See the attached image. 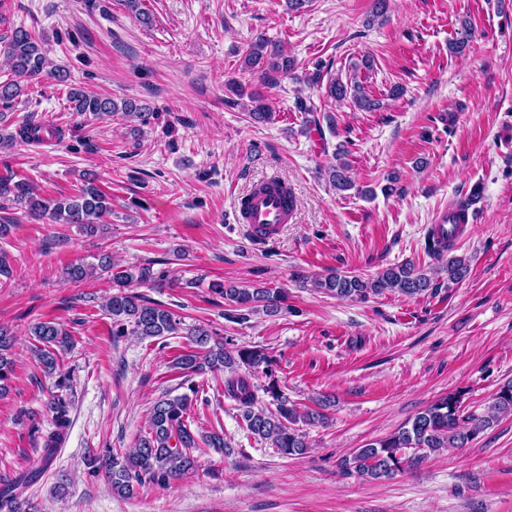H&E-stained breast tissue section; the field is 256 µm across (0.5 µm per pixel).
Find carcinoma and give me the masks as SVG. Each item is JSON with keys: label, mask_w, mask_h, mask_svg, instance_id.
Returning <instances> with one entry per match:
<instances>
[{"label": "carcinoma", "mask_w": 512, "mask_h": 512, "mask_svg": "<svg viewBox=\"0 0 512 512\" xmlns=\"http://www.w3.org/2000/svg\"><path fill=\"white\" fill-rule=\"evenodd\" d=\"M472 38V25L461 21L457 36L450 45L456 54L464 52ZM5 44L10 69L16 79L0 83V106L7 108L17 96L18 79L31 78L43 71L46 56L41 42L31 32L16 27L9 35H0ZM245 70L257 76L261 83L275 86L279 78L292 72L296 67L293 57L261 37L248 44L245 51ZM331 97L342 100L352 97L362 108L374 110L379 102L371 98L357 82L344 83L333 78L329 82ZM76 112H90L107 115L117 111L116 104L108 97H98L84 92L70 94ZM41 127L27 122L18 127L15 134H0V147L6 148L17 140L38 141ZM348 164L339 162L329 172V181L338 190L352 186L347 176ZM96 178L86 177L78 193L60 198H45L36 193V187L26 180H14L6 174L0 175V210L2 203L13 202L27 209L31 217L48 216L58 224H75L88 234H94L112 214V199L95 184ZM436 232L428 235V253L442 262L448 274V281L457 283L469 271L465 258L452 254L453 248L435 238ZM65 279L82 282L95 275H106L117 292L112 294L105 305V314L112 319V335H135L143 339L163 338L178 334L181 322L175 314L144 296L128 290L134 283L150 284L157 288L168 286V274L164 269H153V264L142 266H121L111 262L108 255L99 257L97 264H70L63 270ZM310 286L326 295L338 299L365 300L372 295L394 292L406 297H415L438 288L426 271L412 262L390 267L377 276L365 279L359 275L331 273L325 277L310 280ZM211 288L224 296L229 304L239 307H262L268 313L280 311L287 296L277 288H249L224 286L221 283ZM30 334L37 345L34 355L47 374L57 370L54 348L67 344L68 334L54 321H39L31 325ZM199 352L183 354L177 360L178 368L190 374L222 370L224 395L237 402L246 427L252 435L269 442L283 457L304 455L308 448L306 433L299 424L313 425L325 419L321 409L330 400L317 404V408H300L288 400L276 382L265 388L270 397L272 409L257 407L258 397L249 380L252 371L272 366V358L264 348L243 346L232 352L220 341L209 345L212 333L202 327L189 330ZM12 348V337L0 331V390H7V381L13 373V361L8 358ZM190 393L176 396L165 395L158 400L151 412L150 430L139 437L134 448L119 458L107 451L88 455L90 471L108 482L112 492L130 498L137 488L151 483L160 488L195 470L197 459L192 449L198 442L186 414L192 404ZM46 407L52 415V429L43 436L42 466L36 470L20 473L11 483L0 487V512H30L27 501L22 499L20 488L36 481L44 470L51 466L55 455L65 439L70 425L66 403L62 398H50ZM512 415V381L500 387L487 410L479 415L465 406V393L451 392L440 397L395 432L377 439L344 456L338 468L344 475L358 474L373 480H388L394 476L421 465L430 455L445 448H462L473 441L503 415Z\"/></svg>", "instance_id": "carcinoma-1"}]
</instances>
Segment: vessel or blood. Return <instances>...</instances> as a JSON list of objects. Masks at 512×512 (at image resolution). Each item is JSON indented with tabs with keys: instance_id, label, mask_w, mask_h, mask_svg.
<instances>
[{
	"instance_id": "vessel-or-blood-1",
	"label": "vessel or blood",
	"mask_w": 512,
	"mask_h": 512,
	"mask_svg": "<svg viewBox=\"0 0 512 512\" xmlns=\"http://www.w3.org/2000/svg\"><path fill=\"white\" fill-rule=\"evenodd\" d=\"M236 219L259 244L274 240L284 225L296 219V197L282 187L277 177L268 176L238 197Z\"/></svg>"
}]
</instances>
